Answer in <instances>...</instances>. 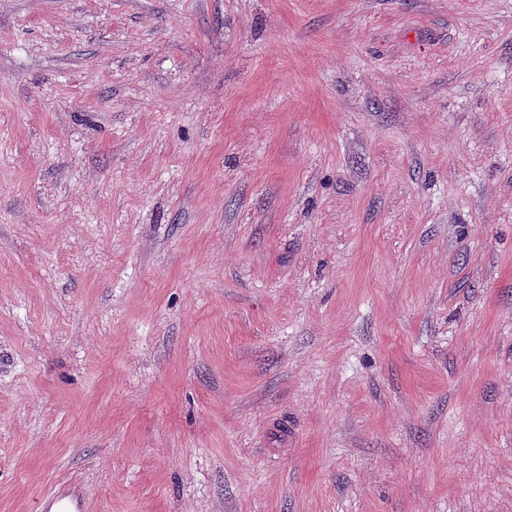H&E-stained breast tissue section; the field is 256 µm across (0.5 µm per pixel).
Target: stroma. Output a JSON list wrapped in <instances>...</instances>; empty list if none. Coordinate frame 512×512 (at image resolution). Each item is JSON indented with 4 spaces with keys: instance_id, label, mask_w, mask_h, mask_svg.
<instances>
[{
    "instance_id": "1",
    "label": "stroma",
    "mask_w": 512,
    "mask_h": 512,
    "mask_svg": "<svg viewBox=\"0 0 512 512\" xmlns=\"http://www.w3.org/2000/svg\"><path fill=\"white\" fill-rule=\"evenodd\" d=\"M512 512V0H0V512ZM87 492L82 487L58 486L41 503V512H84Z\"/></svg>"
}]
</instances>
